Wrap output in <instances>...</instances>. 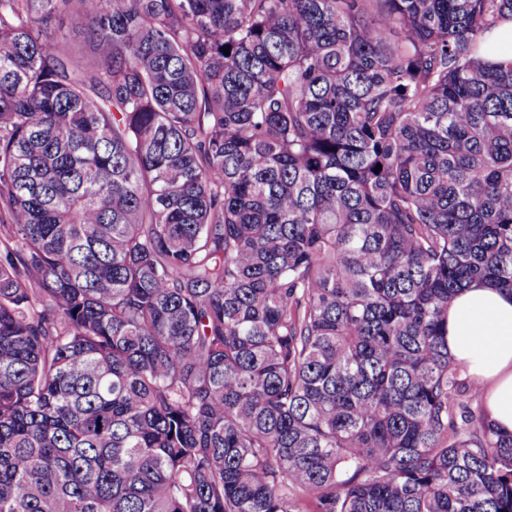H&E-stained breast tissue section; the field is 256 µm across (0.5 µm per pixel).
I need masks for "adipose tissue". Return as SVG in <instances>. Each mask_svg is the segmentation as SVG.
I'll return each mask as SVG.
<instances>
[{"instance_id":"1","label":"adipose tissue","mask_w":512,"mask_h":512,"mask_svg":"<svg viewBox=\"0 0 512 512\" xmlns=\"http://www.w3.org/2000/svg\"><path fill=\"white\" fill-rule=\"evenodd\" d=\"M448 354L480 384L488 424L512 433V292L490 284L462 289L448 307Z\"/></svg>"}]
</instances>
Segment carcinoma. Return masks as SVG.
<instances>
[{"label": "carcinoma", "instance_id": "1", "mask_svg": "<svg viewBox=\"0 0 512 512\" xmlns=\"http://www.w3.org/2000/svg\"><path fill=\"white\" fill-rule=\"evenodd\" d=\"M505 19L0 0V512H512L448 356L512 292ZM503 51H510L512 54V21L501 23L485 38L483 53L487 58H497Z\"/></svg>", "mask_w": 512, "mask_h": 512}]
</instances>
